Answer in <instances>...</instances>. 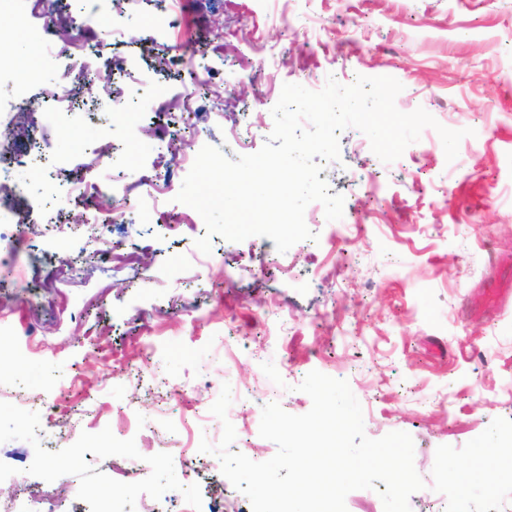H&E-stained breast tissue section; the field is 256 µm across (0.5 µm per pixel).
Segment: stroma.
Instances as JSON below:
<instances>
[{"instance_id": "stroma-1", "label": "stroma", "mask_w": 512, "mask_h": 512, "mask_svg": "<svg viewBox=\"0 0 512 512\" xmlns=\"http://www.w3.org/2000/svg\"><path fill=\"white\" fill-rule=\"evenodd\" d=\"M126 30L100 41L82 27L63 42L64 0H12L0 10V38L13 63L0 74V103L14 90L39 95L59 82L58 61H81L98 44L92 86L69 82L80 113H15L0 137L15 144L14 182L0 184V208L29 212L25 242L0 248V376L16 380L25 416L0 401V501L31 512L30 488L64 496L69 486L178 512L166 501L185 464L195 470L193 512H252L228 487L220 461L200 452L218 444L224 422L233 451L264 462L277 446L259 434L267 394L288 413L312 406L297 386L311 371L346 380L377 439L403 431L425 483L411 512H512L503 446L512 445V297L492 303L488 285L512 274V0H173L175 28L145 39L155 0H103ZM208 43L206 89L185 102L193 50ZM151 79L158 95L112 121L110 75ZM391 76L403 85L400 111L424 108L453 130L470 129L447 161L427 128L392 163L365 134L340 135L339 160L322 173L344 197L327 220L314 202L305 223L316 240L279 253L272 240L214 237L210 254L196 233L168 224L122 229L94 206L75 208L80 177L136 187L169 173L167 209L188 167L170 170L172 137L229 158L258 151L273 129L264 105L283 84L321 90L328 78ZM48 149L28 157L30 129ZM114 162L97 164L104 135ZM69 222L72 232L55 227ZM148 251L150 268L113 260ZM267 254L244 273L237 252ZM274 362L282 384L261 369ZM63 382L57 410L43 402L46 380ZM226 420L209 406L223 384ZM202 397L198 408L175 395ZM138 416L121 436L120 416ZM191 425L179 456L168 441L178 416Z\"/></svg>"}]
</instances>
